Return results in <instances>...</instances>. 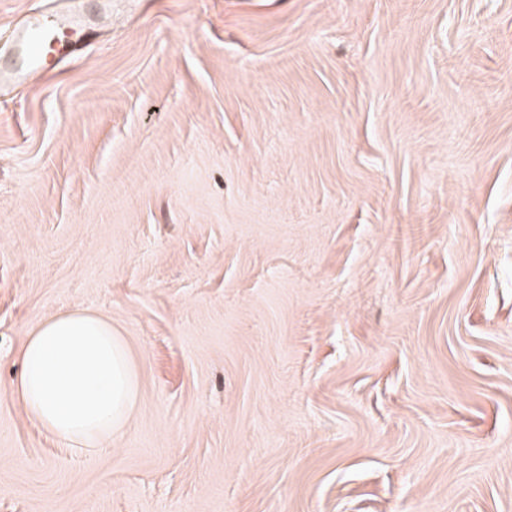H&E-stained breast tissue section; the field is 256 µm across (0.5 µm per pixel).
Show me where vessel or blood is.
<instances>
[{
    "label": "vessel or blood",
    "instance_id": "obj_1",
    "mask_svg": "<svg viewBox=\"0 0 512 512\" xmlns=\"http://www.w3.org/2000/svg\"><path fill=\"white\" fill-rule=\"evenodd\" d=\"M81 25L79 18L51 13L26 19L14 31L18 61L13 68L0 73V95H7L16 82L30 74L43 71L57 47H65L70 54L78 52L80 45L73 36Z\"/></svg>",
    "mask_w": 512,
    "mask_h": 512
}]
</instances>
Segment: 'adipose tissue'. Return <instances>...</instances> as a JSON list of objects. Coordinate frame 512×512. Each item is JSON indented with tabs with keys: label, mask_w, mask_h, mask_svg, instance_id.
I'll list each match as a JSON object with an SVG mask.
<instances>
[{
	"label": "adipose tissue",
	"mask_w": 512,
	"mask_h": 512,
	"mask_svg": "<svg viewBox=\"0 0 512 512\" xmlns=\"http://www.w3.org/2000/svg\"><path fill=\"white\" fill-rule=\"evenodd\" d=\"M11 391L29 418L59 441L96 448L126 428L138 374L123 337L88 311L53 315L28 336Z\"/></svg>",
	"instance_id": "ef3b65f1"
}]
</instances>
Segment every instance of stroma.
I'll return each instance as SVG.
<instances>
[{"instance_id": "stroma-1", "label": "stroma", "mask_w": 512, "mask_h": 512, "mask_svg": "<svg viewBox=\"0 0 512 512\" xmlns=\"http://www.w3.org/2000/svg\"><path fill=\"white\" fill-rule=\"evenodd\" d=\"M98 34L0 103V512H512V0H0ZM123 336L74 448L28 336ZM21 363L11 392L28 417L59 441L97 448L128 425L137 367L103 316L83 310L49 317L27 337Z\"/></svg>"}]
</instances>
